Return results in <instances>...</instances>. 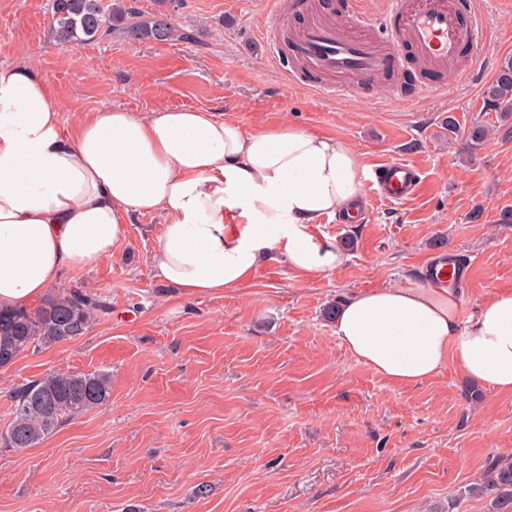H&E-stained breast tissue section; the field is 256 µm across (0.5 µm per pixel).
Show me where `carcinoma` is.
Segmentation results:
<instances>
[{
	"instance_id": "obj_1",
	"label": "carcinoma",
	"mask_w": 512,
	"mask_h": 512,
	"mask_svg": "<svg viewBox=\"0 0 512 512\" xmlns=\"http://www.w3.org/2000/svg\"><path fill=\"white\" fill-rule=\"evenodd\" d=\"M51 35L62 46H78L118 32L129 41H169L176 29L171 15L158 10L142 15L124 0H52ZM487 104L506 118L512 116V56L501 62L485 91ZM101 297L79 290H58L35 309L0 310V367L27 351H39L74 340L91 328ZM111 375L104 370L53 372L14 389L12 417L0 428L8 448H32L71 417L107 405ZM491 492V512H512V464L495 466L476 486Z\"/></svg>"
}]
</instances>
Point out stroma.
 Here are the masks:
<instances>
[{
    "label": "stroma",
    "mask_w": 512,
    "mask_h": 512,
    "mask_svg": "<svg viewBox=\"0 0 512 512\" xmlns=\"http://www.w3.org/2000/svg\"><path fill=\"white\" fill-rule=\"evenodd\" d=\"M50 4L0 0V65L33 62L66 123L108 106L171 107L331 136L358 155L365 218L314 225L346 244L337 270L302 278L275 253L244 288L187 299L154 269L160 218L132 215L110 257L58 282L104 296L107 311L84 336L0 368V426L18 386L53 372L112 376L107 406L35 447H0V512H489L463 490L512 460V394L451 364L419 384L387 381L341 346L323 310L354 291L422 286L426 264L448 254L465 269L462 320L512 291V137L484 98L512 56V6L482 0L483 72L449 71L404 103L394 77L335 99L290 81L263 37L299 19L274 18L268 0H178L184 38L74 47L53 42ZM476 124L493 134L472 150ZM392 160L419 169L418 194L370 192Z\"/></svg>",
    "instance_id": "stroma-1"
}]
</instances>
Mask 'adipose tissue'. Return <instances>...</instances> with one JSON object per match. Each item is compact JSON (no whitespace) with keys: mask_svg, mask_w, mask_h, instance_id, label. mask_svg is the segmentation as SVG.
<instances>
[{"mask_svg":"<svg viewBox=\"0 0 512 512\" xmlns=\"http://www.w3.org/2000/svg\"><path fill=\"white\" fill-rule=\"evenodd\" d=\"M360 166L343 141L284 124L159 108H104L66 124L29 63L0 66V308H26L69 267L93 265L127 237L131 214H157L152 261L188 298L244 286L269 252L310 277L342 266L312 231L358 199ZM456 288L385 286L352 293L334 323L340 344L395 383L446 365L512 393V292L461 321Z\"/></svg>","mask_w":512,"mask_h":512,"instance_id":"adipose-tissue-1","label":"adipose tissue"}]
</instances>
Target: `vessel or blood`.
Listing matches in <instances>:
<instances>
[{
  "label": "vessel or blood",
  "mask_w": 512,
  "mask_h": 512,
  "mask_svg": "<svg viewBox=\"0 0 512 512\" xmlns=\"http://www.w3.org/2000/svg\"><path fill=\"white\" fill-rule=\"evenodd\" d=\"M305 18L291 60H284L274 36L265 44L285 73L301 65L309 75L307 86L326 95H343L369 84L387 72L400 70L407 57L422 68L441 73L456 67L462 52L481 56L483 33L478 0H383L379 18H371L362 0H294ZM376 191L388 200L415 195L419 171L392 161L376 173ZM430 281L448 285L459 280L453 259L441 258L427 268Z\"/></svg>",
  "instance_id": "vessel-or-blood-1"
}]
</instances>
